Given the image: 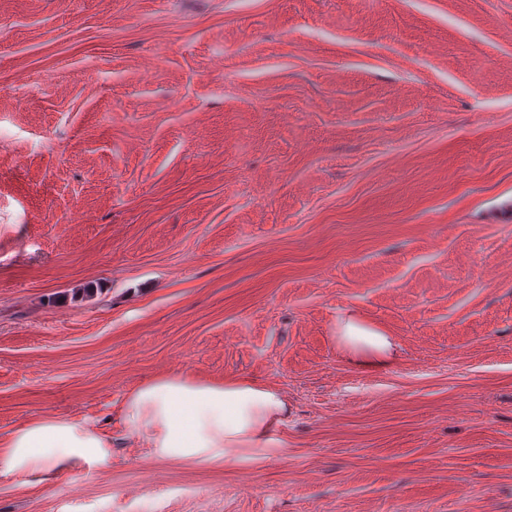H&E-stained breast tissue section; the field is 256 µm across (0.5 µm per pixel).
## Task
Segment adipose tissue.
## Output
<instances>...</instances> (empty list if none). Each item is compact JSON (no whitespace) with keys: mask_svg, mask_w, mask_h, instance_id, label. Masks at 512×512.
Listing matches in <instances>:
<instances>
[{"mask_svg":"<svg viewBox=\"0 0 512 512\" xmlns=\"http://www.w3.org/2000/svg\"><path fill=\"white\" fill-rule=\"evenodd\" d=\"M336 340L363 366H383L396 355L391 338L354 316L336 321ZM288 400L273 385L242 378L204 381L174 373L130 391L122 405L128 434L146 443L157 461L198 466L258 467L286 454L280 428ZM109 440L90 422L46 417L29 422L0 446V472L39 484L56 472L111 463Z\"/></svg>","mask_w":512,"mask_h":512,"instance_id":"1","label":"adipose tissue"}]
</instances>
